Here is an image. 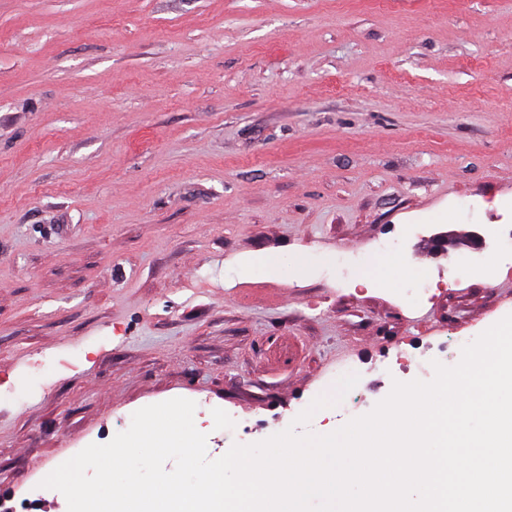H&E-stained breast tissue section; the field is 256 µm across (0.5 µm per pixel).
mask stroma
<instances>
[{
    "mask_svg": "<svg viewBox=\"0 0 512 512\" xmlns=\"http://www.w3.org/2000/svg\"><path fill=\"white\" fill-rule=\"evenodd\" d=\"M512 0H0V494L196 403L208 458L369 413L512 315ZM398 239L423 275L345 278ZM266 256L302 257L275 276Z\"/></svg>",
    "mask_w": 512,
    "mask_h": 512,
    "instance_id": "stroma-1",
    "label": "stroma"
}]
</instances>
